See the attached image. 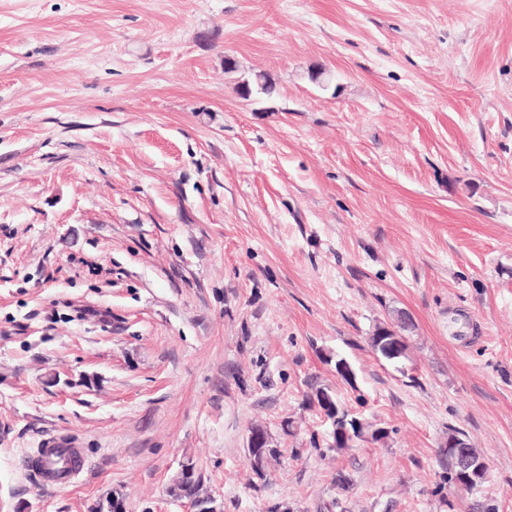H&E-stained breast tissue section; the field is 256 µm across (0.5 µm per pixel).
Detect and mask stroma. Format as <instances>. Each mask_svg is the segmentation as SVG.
<instances>
[{"label": "stroma", "mask_w": 512, "mask_h": 512, "mask_svg": "<svg viewBox=\"0 0 512 512\" xmlns=\"http://www.w3.org/2000/svg\"><path fill=\"white\" fill-rule=\"evenodd\" d=\"M189 460L221 512H512V0H0V512H188ZM269 441L270 437L263 428H253L247 436V449L250 464L253 472L259 479L266 478L268 463L270 459L279 454V449L275 448L273 443H271L270 448H260L258 452L254 451L253 448H257L261 443L267 444ZM445 448H448V465L458 474L487 466L484 456L471 448L457 431H448V444ZM86 470L87 459L81 442L55 432L39 436L37 456L27 469L38 483L49 490L73 487ZM186 464L182 465L180 475L182 473L189 474L190 471L185 469ZM192 472L190 475H184L183 479L180 477L175 485L171 488L174 495L179 498H184L189 501H195V498H201V477L196 471L195 465L190 467Z\"/></svg>", "instance_id": "stroma-1"}]
</instances>
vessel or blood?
I'll list each match as a JSON object with an SVG mask.
<instances>
[{
  "instance_id": "vessel-or-blood-1",
  "label": "vessel or blood",
  "mask_w": 512,
  "mask_h": 512,
  "mask_svg": "<svg viewBox=\"0 0 512 512\" xmlns=\"http://www.w3.org/2000/svg\"><path fill=\"white\" fill-rule=\"evenodd\" d=\"M87 469V460L78 439L55 432L40 435L37 455L28 470L50 490L73 487Z\"/></svg>"
}]
</instances>
